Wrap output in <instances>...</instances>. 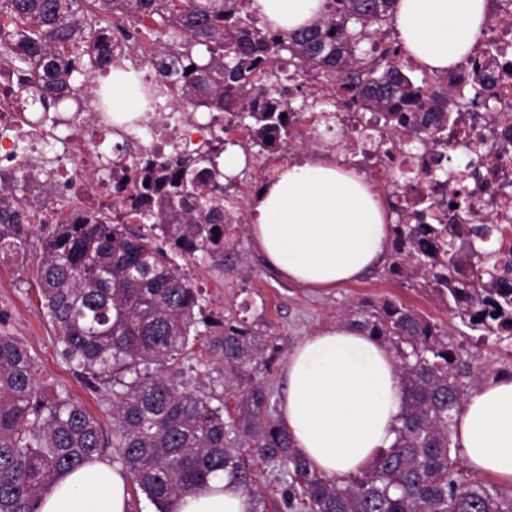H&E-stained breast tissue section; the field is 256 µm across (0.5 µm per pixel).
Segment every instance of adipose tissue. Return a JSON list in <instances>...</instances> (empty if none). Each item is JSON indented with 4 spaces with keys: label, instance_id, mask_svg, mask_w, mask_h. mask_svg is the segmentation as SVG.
I'll use <instances>...</instances> for the list:
<instances>
[{
    "label": "adipose tissue",
    "instance_id": "ef3b65f1",
    "mask_svg": "<svg viewBox=\"0 0 512 512\" xmlns=\"http://www.w3.org/2000/svg\"><path fill=\"white\" fill-rule=\"evenodd\" d=\"M325 0H253L270 26L315 23ZM487 0H396L399 41L427 70L461 63L487 22ZM135 73L112 72V120L140 110ZM389 217L375 189L356 173L309 158L285 162L256 194L251 238L266 263L288 281L329 290L361 279L385 261ZM398 370L390 349L339 323L307 337L288 357L282 423L313 470L342 478L366 468L395 438L401 413ZM461 452L473 473L512 485V377L468 395L456 418ZM39 512H129L124 476L97 460L60 475ZM175 512H253L251 498L223 474L184 495Z\"/></svg>",
    "mask_w": 512,
    "mask_h": 512
}]
</instances>
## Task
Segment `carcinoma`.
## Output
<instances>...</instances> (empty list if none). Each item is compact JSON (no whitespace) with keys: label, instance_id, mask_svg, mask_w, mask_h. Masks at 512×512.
<instances>
[{"label":"carcinoma","instance_id":"cac0c4a2","mask_svg":"<svg viewBox=\"0 0 512 512\" xmlns=\"http://www.w3.org/2000/svg\"><path fill=\"white\" fill-rule=\"evenodd\" d=\"M251 0H0V70L29 82L3 107L28 101L54 112L127 53L144 56L156 80L141 86L148 106L173 99L234 116L268 155L288 149L296 114L328 112L336 99L367 112L445 111L441 74L432 85L410 75L399 42L375 38L393 20L394 0H325L320 19L293 31L264 26ZM85 58L61 64L65 50ZM286 98L285 109L260 101ZM220 135L193 152L159 162L140 152L112 160L118 199L74 224H37L12 202L15 181L0 172V258L24 261L39 243L36 277L62 355L87 386L112 393V433L64 392L47 393L35 358L0 334V512H37L64 472L112 455L117 469L155 505L174 512L186 493L221 471L268 512L257 460L277 484L283 512H512V493L475 477L461 455L454 416L484 381L475 349L512 345V254L488 248L501 227L456 222L465 198L432 203L443 224L392 226L382 273L415 288L459 319L475 340L455 343L441 326L400 302L346 312L343 321L388 346L402 392L395 439L366 469L338 480L298 456L275 415L264 374L281 351L277 338L243 319L207 315L202 295L172 255H207L222 265L237 255L243 215L218 159ZM130 218L160 232L122 223ZM208 336L207 355L224 372V393L185 377L191 337Z\"/></svg>","mask_w":512,"mask_h":512}]
</instances>
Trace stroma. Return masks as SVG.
<instances>
[{"mask_svg": "<svg viewBox=\"0 0 512 512\" xmlns=\"http://www.w3.org/2000/svg\"><path fill=\"white\" fill-rule=\"evenodd\" d=\"M237 249L245 263L244 272L239 274L202 256L181 259L180 265L203 292L205 313L226 318L244 314L256 327L280 337L284 350L274 360L268 377L273 404L281 402L289 350L307 336L336 324L347 308L394 299L442 326L455 341L463 339L462 326L440 305L380 272L327 293L317 292L282 280L267 268L249 233L240 235ZM36 265L33 257L24 263L0 262V333L18 337L28 345L37 362L38 378L48 391L68 393L100 421L104 430H111L112 398L106 392L89 389L73 364L62 356L56 332L43 313Z\"/></svg>", "mask_w": 512, "mask_h": 512, "instance_id": "obj_1", "label": "stroma"}]
</instances>
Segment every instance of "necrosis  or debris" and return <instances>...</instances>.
<instances>
[{
	"label": "necrosis or debris",
	"instance_id": "obj_1",
	"mask_svg": "<svg viewBox=\"0 0 512 512\" xmlns=\"http://www.w3.org/2000/svg\"><path fill=\"white\" fill-rule=\"evenodd\" d=\"M448 87V118L450 128L460 143L481 142L491 151L479 168L478 175L468 176L458 190L470 203L472 218L501 225L505 237L497 248H512V0H488L487 28L471 59L443 78ZM478 97L476 106H469L471 97ZM355 108L339 107L336 123L348 141L360 150L337 149V164L349 168L360 164L361 172L370 180L381 181L398 204L415 201L425 208L434 200L448 196L453 188L436 178L435 160L447 153L442 142L429 140L419 150L407 149L406 136L401 133L386 139L365 138L364 128L357 125ZM206 126L195 113L176 108L166 115L164 124H157L154 113L148 112L138 121L116 126L112 115L98 110L59 113L57 120H46L31 112L0 114V167H14L32 158H59L65 165L64 175L50 184L54 198H75L80 205L67 212L68 221L87 213L100 200L106 199L111 186L106 174L111 158L90 149L88 139L103 132L124 140L145 139L148 148L163 154L170 138L184 146H192L203 136ZM419 171L413 186H406L402 174L407 169Z\"/></svg>",
	"mask_w": 512,
	"mask_h": 512
}]
</instances>
